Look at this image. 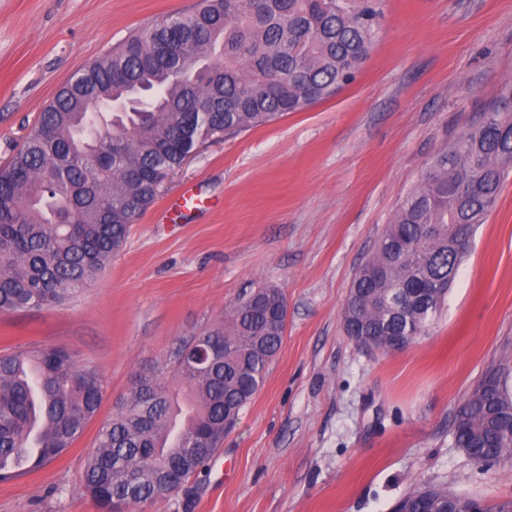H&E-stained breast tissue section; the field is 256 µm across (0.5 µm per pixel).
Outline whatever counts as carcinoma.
<instances>
[{"mask_svg": "<svg viewBox=\"0 0 512 512\" xmlns=\"http://www.w3.org/2000/svg\"><path fill=\"white\" fill-rule=\"evenodd\" d=\"M374 0H200L140 29L64 83L0 166V312L63 303L86 287L157 198L161 170L222 138L301 112L353 82L377 35ZM122 104L121 123L101 104ZM512 172V97L440 151L398 204L342 309L345 333L384 350L440 313L475 227ZM283 293L263 286L224 311V355L193 363L180 342L166 376L136 380L101 426L84 490L100 512L170 495L215 453L261 388L286 326ZM103 383L60 349L0 356V482L61 455L95 417ZM463 451L512 454V362L491 367L458 410ZM455 493L426 486L408 512H443Z\"/></svg>", "mask_w": 512, "mask_h": 512, "instance_id": "cac0c4a2", "label": "carcinoma"}]
</instances>
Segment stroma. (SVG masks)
Listing matches in <instances>:
<instances>
[{
	"mask_svg": "<svg viewBox=\"0 0 512 512\" xmlns=\"http://www.w3.org/2000/svg\"><path fill=\"white\" fill-rule=\"evenodd\" d=\"M198 0H0V164L57 89L138 29ZM356 80L209 141L164 183L110 263L63 305L0 312V354L61 348L103 398L62 455L0 482V512H98L83 488L100 426L136 375L219 327L262 286L288 303L282 348L200 473L127 512H390L435 485L512 502V456L474 464L455 416L512 359V177L427 335L362 348L341 310L398 202L467 124L512 92V0H379ZM194 192L193 211L176 210Z\"/></svg>",
	"mask_w": 512,
	"mask_h": 512,
	"instance_id": "stroma-1",
	"label": "stroma"
}]
</instances>
